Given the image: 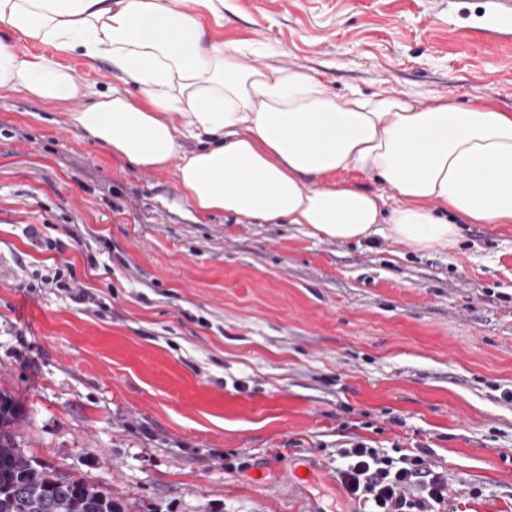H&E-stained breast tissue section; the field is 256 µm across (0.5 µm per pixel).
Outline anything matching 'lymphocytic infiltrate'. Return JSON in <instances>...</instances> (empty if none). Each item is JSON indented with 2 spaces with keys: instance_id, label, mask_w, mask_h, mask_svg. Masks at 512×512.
<instances>
[{
  "instance_id": "f902f5d3",
  "label": "lymphocytic infiltrate",
  "mask_w": 512,
  "mask_h": 512,
  "mask_svg": "<svg viewBox=\"0 0 512 512\" xmlns=\"http://www.w3.org/2000/svg\"><path fill=\"white\" fill-rule=\"evenodd\" d=\"M336 480L354 512H447L448 473L427 448L390 455L357 442L339 448Z\"/></svg>"
}]
</instances>
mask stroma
Here are the masks:
<instances>
[{
  "label": "stroma",
  "instance_id": "obj_1",
  "mask_svg": "<svg viewBox=\"0 0 512 512\" xmlns=\"http://www.w3.org/2000/svg\"><path fill=\"white\" fill-rule=\"evenodd\" d=\"M204 20L340 95L512 111V41L485 56L449 0H224ZM72 108L0 88V391L24 453L128 512H351L338 448L424 445L452 507L512 512V224L422 254L200 214Z\"/></svg>",
  "mask_w": 512,
  "mask_h": 512
}]
</instances>
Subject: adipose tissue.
<instances>
[{"label": "adipose tissue", "instance_id": "adipose-tissue-1", "mask_svg": "<svg viewBox=\"0 0 512 512\" xmlns=\"http://www.w3.org/2000/svg\"><path fill=\"white\" fill-rule=\"evenodd\" d=\"M212 2L0 0V87L73 101L86 90L56 53L105 62L118 86L73 110L72 127L140 169L174 168L203 214L307 224L339 242L383 224L418 252L453 243L464 224H512L511 112L343 97L305 70L245 65L250 42L208 37ZM351 170L379 189L338 181Z\"/></svg>", "mask_w": 512, "mask_h": 512}]
</instances>
